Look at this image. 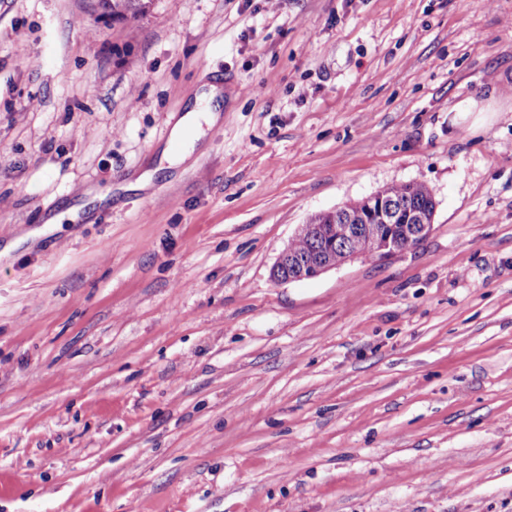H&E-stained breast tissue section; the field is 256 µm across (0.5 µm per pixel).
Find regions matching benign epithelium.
<instances>
[{"mask_svg": "<svg viewBox=\"0 0 512 512\" xmlns=\"http://www.w3.org/2000/svg\"><path fill=\"white\" fill-rule=\"evenodd\" d=\"M347 219L362 224L367 232L368 253L387 257L398 253V235L424 240L432 231L433 216L419 211L402 215L401 211L389 204L381 192H376L360 201L334 210L318 213L317 223L301 224L293 238L300 239L314 235L323 239V245L312 255L296 263L295 274L286 278L288 282L302 281L319 276L336 268L337 221Z\"/></svg>", "mask_w": 512, "mask_h": 512, "instance_id": "benign-epithelium-1", "label": "benign epithelium"}]
</instances>
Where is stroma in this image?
<instances>
[{"mask_svg":"<svg viewBox=\"0 0 512 512\" xmlns=\"http://www.w3.org/2000/svg\"><path fill=\"white\" fill-rule=\"evenodd\" d=\"M407 182L417 249L272 279ZM0 512H512V0H0ZM99 1L102 15L112 18V23L135 19L148 13L152 0H94ZM216 96H221L220 88L212 85L208 91L202 92L194 107L173 128L170 140L172 143L182 146L183 151L179 158L181 161L193 151L196 142L201 137L203 124L209 126L219 120V113L214 112L209 106V102Z\"/></svg>","mask_w":512,"mask_h":512,"instance_id":"35a3bbf8","label":"stroma"}]
</instances>
